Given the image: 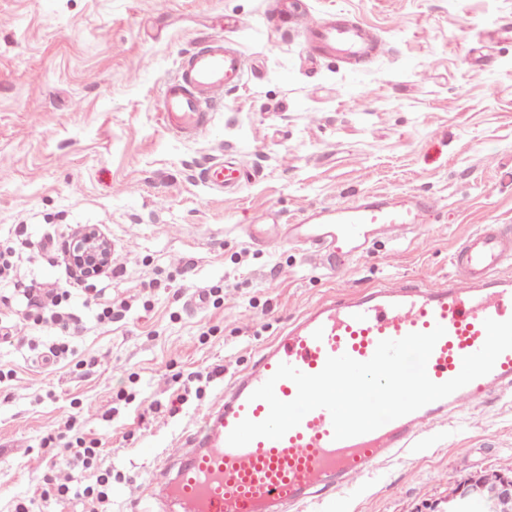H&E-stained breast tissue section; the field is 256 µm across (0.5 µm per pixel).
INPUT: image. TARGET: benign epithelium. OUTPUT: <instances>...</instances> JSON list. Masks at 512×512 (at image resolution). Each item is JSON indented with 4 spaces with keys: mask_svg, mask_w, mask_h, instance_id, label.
<instances>
[{
    "mask_svg": "<svg viewBox=\"0 0 512 512\" xmlns=\"http://www.w3.org/2000/svg\"><path fill=\"white\" fill-rule=\"evenodd\" d=\"M111 244L95 224L73 228L65 256L76 276L86 279L105 273L111 265ZM509 512L512 509V478L491 474L472 478L448 494V512Z\"/></svg>",
    "mask_w": 512,
    "mask_h": 512,
    "instance_id": "1",
    "label": "benign epithelium"
}]
</instances>
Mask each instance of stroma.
<instances>
[{
  "label": "stroma",
  "instance_id": "stroma-1",
  "mask_svg": "<svg viewBox=\"0 0 512 512\" xmlns=\"http://www.w3.org/2000/svg\"><path fill=\"white\" fill-rule=\"evenodd\" d=\"M315 15L356 17L383 43L362 67L309 62L297 13L276 0H0V248L29 256L23 281L65 288L61 242L98 225L112 245L107 289L74 311V365L45 371L28 342L0 338V512H91L43 495L49 430L68 419L101 443L112 512L133 501L168 449L259 351L337 290L444 281L461 239L512 225V0H301ZM239 23L225 31V19ZM223 36L249 74L207 113V131L165 126L161 90L181 55ZM233 154L245 178L227 199L203 171ZM418 191L428 224L328 273L285 242L243 235L266 206L285 221L355 195ZM220 286L223 303L191 305ZM131 310L96 324L108 299ZM100 366H91V359ZM213 372L197 393L198 372ZM188 392L178 412L169 399ZM512 476V392L450 416L423 450L359 477L299 512H435L464 481Z\"/></svg>",
  "mask_w": 512,
  "mask_h": 512
}]
</instances>
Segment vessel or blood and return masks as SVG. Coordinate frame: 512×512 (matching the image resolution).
Instances as JSON below:
<instances>
[{"instance_id":"b4317fda","label":"vessel or blood","mask_w":512,"mask_h":512,"mask_svg":"<svg viewBox=\"0 0 512 512\" xmlns=\"http://www.w3.org/2000/svg\"><path fill=\"white\" fill-rule=\"evenodd\" d=\"M301 30L314 59L337 56L359 66L375 49L363 23L340 13L304 16ZM248 70L240 51L221 38L188 52L162 89L168 129L178 135L202 133L205 113L223 104L225 91L243 84ZM204 179L230 194L243 172L221 159L205 169ZM430 208L429 197L418 193L356 196L310 208L284 236L334 274L363 256L377 238L421 227ZM246 235L261 245L284 237L257 224L247 225ZM451 261L456 274L448 280L340 292L304 311L203 413L189 442L155 468L147 486L151 503L164 512H286L340 492L351 479L420 449L425 429L447 416L491 393L511 392L512 349L497 358L489 374L366 434L335 439L330 413L318 408L280 439L259 437L243 447L227 442L242 420L267 418L268 403L253 399L252 393L283 363L316 374L328 357L346 354L366 361L381 340L426 333L439 325L445 333L429 357L427 374L436 383L457 376L463 358L485 342V319L512 318V277L501 272L512 263V228L484 225L459 243Z\"/></svg>"}]
</instances>
